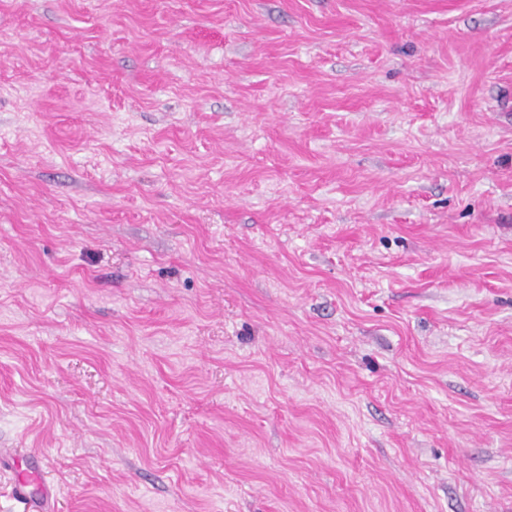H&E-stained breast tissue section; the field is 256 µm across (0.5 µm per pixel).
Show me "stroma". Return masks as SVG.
I'll list each match as a JSON object with an SVG mask.
<instances>
[{
    "mask_svg": "<svg viewBox=\"0 0 512 512\" xmlns=\"http://www.w3.org/2000/svg\"><path fill=\"white\" fill-rule=\"evenodd\" d=\"M0 512H512V0H0Z\"/></svg>",
    "mask_w": 512,
    "mask_h": 512,
    "instance_id": "obj_1",
    "label": "stroma"
}]
</instances>
